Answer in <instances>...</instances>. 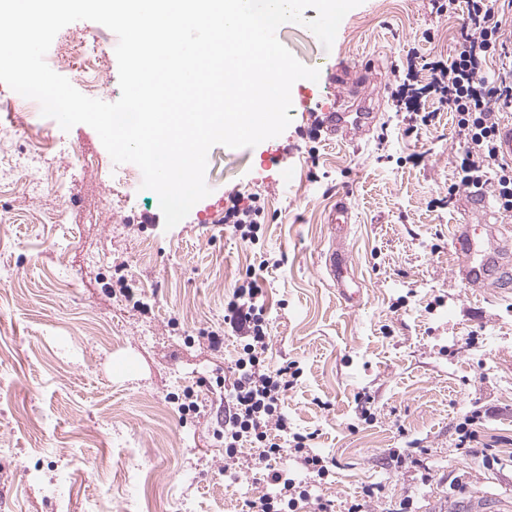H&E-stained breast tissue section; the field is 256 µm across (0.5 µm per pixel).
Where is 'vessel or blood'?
<instances>
[{
  "instance_id": "vessel-or-blood-1",
  "label": "vessel or blood",
  "mask_w": 512,
  "mask_h": 512,
  "mask_svg": "<svg viewBox=\"0 0 512 512\" xmlns=\"http://www.w3.org/2000/svg\"><path fill=\"white\" fill-rule=\"evenodd\" d=\"M318 69L336 88L335 109L324 116L323 134L328 140L344 143L368 133L370 113L354 111L351 102L365 97L367 88L374 81L371 68L364 64L322 63ZM462 210L463 221L453 225L451 233L457 256L452 277L470 288L498 287L503 278L512 275V238L499 233L504 217L492 213L490 193L484 186L468 189ZM351 219L346 198H339L328 217L335 243L324 255V266L341 301L356 309L362 303L361 290L353 286L349 255L338 244Z\"/></svg>"
}]
</instances>
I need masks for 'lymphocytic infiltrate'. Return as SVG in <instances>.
I'll list each match as a JSON object with an SVG mask.
<instances>
[{
    "instance_id": "1",
    "label": "lymphocytic infiltrate",
    "mask_w": 512,
    "mask_h": 512,
    "mask_svg": "<svg viewBox=\"0 0 512 512\" xmlns=\"http://www.w3.org/2000/svg\"><path fill=\"white\" fill-rule=\"evenodd\" d=\"M448 10L466 16L460 50L448 58L426 62L429 82L420 85L403 81L398 95L410 107L431 97L440 108L452 112L463 154L461 186L483 182L491 188L501 213L508 215L512 213V165L498 162L495 134L504 108L512 105V69L493 74L485 69L489 59L504 47L507 20L502 0H448ZM262 296L257 275L246 273L236 283L225 309V324L243 337L245 344L237 361L239 375L231 385L233 412L228 417L230 429L224 436V460H237L244 443L262 447L259 460L269 467L266 478L270 490L248 500V512H294L301 501L312 502L314 512H333L330 501L298 489L287 469L272 465L281 457L287 441L292 442L309 473L324 476L329 459L311 451L306 435L288 431L282 402L291 385L293 367L286 364L274 369L266 362L271 338Z\"/></svg>"
}]
</instances>
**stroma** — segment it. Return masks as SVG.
<instances>
[{
	"label": "stroma",
	"mask_w": 512,
	"mask_h": 512,
	"mask_svg": "<svg viewBox=\"0 0 512 512\" xmlns=\"http://www.w3.org/2000/svg\"><path fill=\"white\" fill-rule=\"evenodd\" d=\"M448 0H363L332 48L285 24L282 43L304 65L323 57L368 63L377 118L336 145L309 135L332 109L325 80L291 91L285 131L252 148L213 146L211 193L173 229L157 194L132 189L112 203L119 165L85 124L62 130L42 115L16 128L0 112V512H60L47 483L75 470L69 512L88 497L127 512L125 448H138L163 512H245L267 490L257 445L224 464V419L243 341L210 350L240 275L260 269L271 336L266 361L295 363L284 398L291 431L313 433L332 458L310 480L294 450L277 467L330 500L335 512H448L472 496L512 500V291H475L450 275L451 227L463 215L448 189L461 154L453 115L422 123L396 97L408 65L460 48L462 13ZM65 33L97 36L106 50L99 100L120 97L116 35L92 21ZM52 143L40 168L23 157ZM62 181L68 194L24 190ZM352 220L345 245L362 284L345 306L324 271L326 223L339 192ZM257 199L259 240L224 222L229 195ZM476 416L479 439L457 450L458 426ZM498 457L486 465L484 453ZM374 496H367V489Z\"/></svg>",
	"instance_id": "35a3bbf8"
}]
</instances>
